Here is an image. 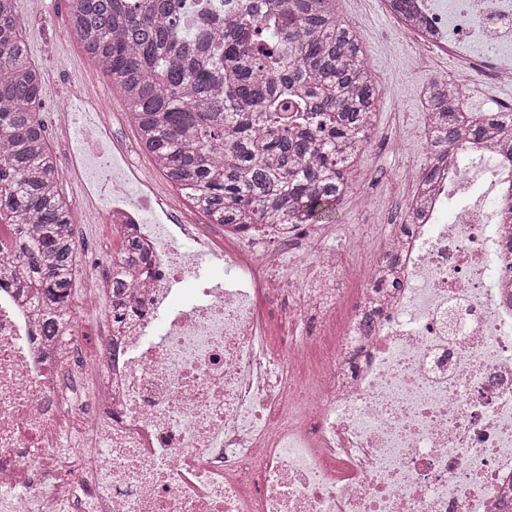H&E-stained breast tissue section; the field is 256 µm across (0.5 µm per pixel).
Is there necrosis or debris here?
Wrapping results in <instances>:
<instances>
[{"label": "necrosis or debris", "mask_w": 512, "mask_h": 512, "mask_svg": "<svg viewBox=\"0 0 512 512\" xmlns=\"http://www.w3.org/2000/svg\"><path fill=\"white\" fill-rule=\"evenodd\" d=\"M459 90L512 80V0H410ZM406 169L398 224H146L108 174L114 264L44 336L0 283V512H501L512 496V168ZM399 288L387 287V280ZM103 306L93 358L80 313ZM284 332L267 336V310ZM346 324L336 330L337 308ZM95 391L73 405L84 380ZM79 448L65 459L63 445Z\"/></svg>", "instance_id": "necrosis-or-debris-1"}]
</instances>
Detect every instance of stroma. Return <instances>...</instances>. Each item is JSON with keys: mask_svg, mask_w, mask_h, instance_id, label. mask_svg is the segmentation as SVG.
I'll use <instances>...</instances> for the list:
<instances>
[{"mask_svg": "<svg viewBox=\"0 0 512 512\" xmlns=\"http://www.w3.org/2000/svg\"><path fill=\"white\" fill-rule=\"evenodd\" d=\"M338 15L360 37L367 63L379 81V111L371 142L349 177V187L335 221L339 224H391L404 208L394 186L407 166L425 170V138L407 137L409 128L425 126L423 88L433 72L455 76V54L417 61L416 34L398 32L385 0H339ZM20 24L30 60L43 75L40 118L56 155L79 159L65 169L61 190L79 213L83 248L77 254L78 287L102 269L121 241L106 218L107 173L111 156H125L131 166L133 197L145 191L173 204L179 224L202 223L185 205L139 145L137 131L107 78L86 57L68 22L66 0H18ZM96 113L107 136L103 145L85 143L74 121H60L70 105Z\"/></svg>", "mask_w": 512, "mask_h": 512, "instance_id": "35a3bbf8", "label": "stroma"}]
</instances>
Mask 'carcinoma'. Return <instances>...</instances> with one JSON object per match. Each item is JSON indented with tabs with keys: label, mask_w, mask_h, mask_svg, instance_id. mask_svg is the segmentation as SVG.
<instances>
[{
	"label": "carcinoma",
	"mask_w": 512,
	"mask_h": 512,
	"mask_svg": "<svg viewBox=\"0 0 512 512\" xmlns=\"http://www.w3.org/2000/svg\"><path fill=\"white\" fill-rule=\"evenodd\" d=\"M85 54L110 80L141 148L209 224H317L342 203L375 126L378 86L336 0H68ZM16 0H0V225L18 272L63 327L75 220L39 117ZM428 164L467 139L512 131L511 112H466L450 79L423 92ZM141 250L123 239L117 265Z\"/></svg>",
	"instance_id": "carcinoma-1"
}]
</instances>
